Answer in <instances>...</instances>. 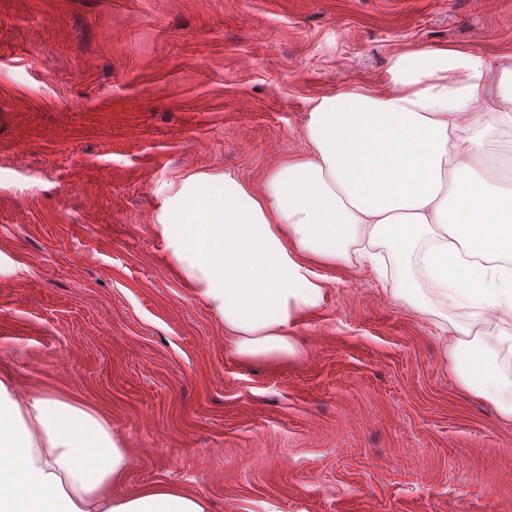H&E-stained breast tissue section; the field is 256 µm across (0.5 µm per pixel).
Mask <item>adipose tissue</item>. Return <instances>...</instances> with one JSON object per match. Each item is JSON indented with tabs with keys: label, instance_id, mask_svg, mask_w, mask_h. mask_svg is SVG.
<instances>
[{
	"label": "adipose tissue",
	"instance_id": "1",
	"mask_svg": "<svg viewBox=\"0 0 512 512\" xmlns=\"http://www.w3.org/2000/svg\"><path fill=\"white\" fill-rule=\"evenodd\" d=\"M490 69L477 54L401 55L390 93L315 100L304 153L274 169L263 191L221 170L157 187L154 233L238 356L296 355L291 329L324 297L315 266L371 262L380 247L399 274L393 296L416 310H428L407 275L418 264L431 295L512 318V269L496 264L512 255V189L481 171ZM448 356L463 384L512 420V378L461 337H449ZM128 466L94 407L22 398L0 379V512H207L174 485L116 494Z\"/></svg>",
	"mask_w": 512,
	"mask_h": 512
}]
</instances>
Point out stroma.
<instances>
[{
  "label": "stroma",
  "instance_id": "stroma-1",
  "mask_svg": "<svg viewBox=\"0 0 512 512\" xmlns=\"http://www.w3.org/2000/svg\"><path fill=\"white\" fill-rule=\"evenodd\" d=\"M419 49L486 57L512 91V0H0V375L93 406L130 462L209 512H512V422L446 349L511 331L397 271L318 267L298 353L237 356L154 235L159 180L225 170L255 191L305 149L312 101L392 89Z\"/></svg>",
  "mask_w": 512,
  "mask_h": 512
}]
</instances>
